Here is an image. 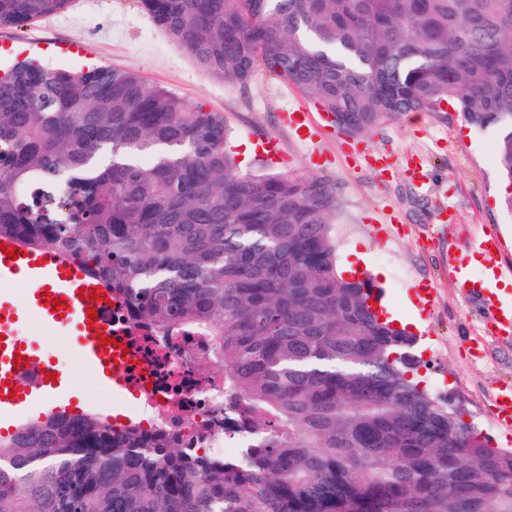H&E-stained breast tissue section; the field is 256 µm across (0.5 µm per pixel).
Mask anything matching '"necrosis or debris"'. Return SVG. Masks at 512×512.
<instances>
[{
    "label": "necrosis or debris",
    "instance_id": "necrosis-or-debris-1",
    "mask_svg": "<svg viewBox=\"0 0 512 512\" xmlns=\"http://www.w3.org/2000/svg\"><path fill=\"white\" fill-rule=\"evenodd\" d=\"M109 322L126 351L124 370L144 404L146 426L164 418L171 433L185 438L213 419L224 405V392L203 384L195 362L196 353L211 351L210 337L183 336L160 351L142 327L131 323L124 306L113 307Z\"/></svg>",
    "mask_w": 512,
    "mask_h": 512
}]
</instances>
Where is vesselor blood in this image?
Segmentation results:
<instances>
[{"label":"vessel or blood","mask_w":512,"mask_h":512,"mask_svg":"<svg viewBox=\"0 0 512 512\" xmlns=\"http://www.w3.org/2000/svg\"><path fill=\"white\" fill-rule=\"evenodd\" d=\"M15 245L12 238L0 239V283L17 284L15 296L0 295V416L21 410L34 396H57L66 386L60 364L47 358L45 345L27 333V324L33 318L45 331H71L74 354L102 385L126 389L122 365L117 361L118 347L100 342L101 336L112 333L105 321L112 306L81 295L82 289L98 288V281L80 263L61 261L48 250H31L27 255L9 258L6 251ZM498 247L495 237H486L476 252L455 258L454 272L488 265ZM46 293L64 300L63 313L45 307L42 296ZM480 295L486 314L495 315L498 330L512 332V298L490 288L481 289ZM91 308L96 311L92 317L87 314Z\"/></svg>","instance_id":"vessel-or-blood-1"}]
</instances>
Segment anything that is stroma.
I'll use <instances>...</instances> for the list:
<instances>
[{"label": "stroma", "instance_id": "stroma-1", "mask_svg": "<svg viewBox=\"0 0 512 512\" xmlns=\"http://www.w3.org/2000/svg\"><path fill=\"white\" fill-rule=\"evenodd\" d=\"M22 42L45 63L132 70L222 113L236 152L277 139L282 161L275 171L309 178L336 198L338 260H349L351 248L364 250L366 272L383 288L385 305L410 318L412 283H433L417 346L420 385L458 409L491 444L512 448V435L496 421L498 392L512 383V340L493 335L479 296L459 287L448 271L450 254L476 249L486 235L499 241L501 266L512 267V214L497 196L494 135L477 131L455 112H416L356 138L331 126L299 137L284 119L307 104L299 89L262 69L243 87L203 72L136 0H71L60 14L0 27V71L15 61L5 46ZM374 150L385 154L386 171L372 165ZM420 164L428 172L422 187L413 174ZM28 331L62 354L82 409L108 412L112 399L70 354L71 337L46 336L35 322Z\"/></svg>", "mask_w": 512, "mask_h": 512}]
</instances>
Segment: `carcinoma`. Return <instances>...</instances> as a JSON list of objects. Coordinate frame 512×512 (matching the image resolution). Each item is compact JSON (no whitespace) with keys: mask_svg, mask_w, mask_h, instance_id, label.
Instances as JSON below:
<instances>
[{"mask_svg":"<svg viewBox=\"0 0 512 512\" xmlns=\"http://www.w3.org/2000/svg\"><path fill=\"white\" fill-rule=\"evenodd\" d=\"M70 0H0V26ZM205 72L260 68L366 135L449 106L496 138L512 212V0H137ZM224 115L127 70L0 75V236L79 261L130 319L199 333L237 457L50 412L0 435V512H512V451L409 379L414 336L339 271L336 202L242 169ZM149 155V165L140 158Z\"/></svg>","mask_w":512,"mask_h":512,"instance_id":"obj_1","label":"carcinoma"}]
</instances>
